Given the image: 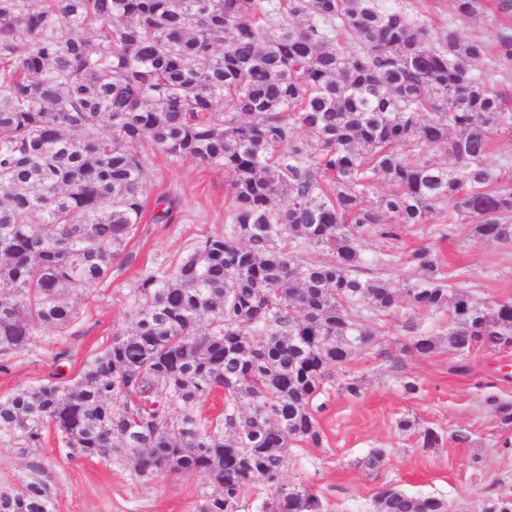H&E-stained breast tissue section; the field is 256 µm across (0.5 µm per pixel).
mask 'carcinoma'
<instances>
[{
	"label": "carcinoma",
	"mask_w": 512,
	"mask_h": 512,
	"mask_svg": "<svg viewBox=\"0 0 512 512\" xmlns=\"http://www.w3.org/2000/svg\"><path fill=\"white\" fill-rule=\"evenodd\" d=\"M452 5L493 27L512 10ZM511 64L512 32L491 48L402 0H0V370L36 326L70 325V293L111 276L141 224L149 153L221 171L226 190L224 233L145 270L128 327L78 375L0 397V437L30 454L52 428L69 456L118 453L143 481L204 474L196 512H237L262 484L275 488L263 512H321L310 489L280 483L288 448L322 445L313 401L378 345L380 317L406 298L451 314L458 356L512 348V301L447 287L429 248L409 255L418 277L400 291L361 271L366 240L396 241L445 208L512 243V150L488 162L512 138L494 80ZM381 180L391 190L376 199ZM219 388L222 415L199 417ZM27 471L0 489V512H52L44 467ZM376 507L451 512L393 488Z\"/></svg>",
	"instance_id": "obj_1"
}]
</instances>
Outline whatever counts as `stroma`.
Masks as SVG:
<instances>
[{"instance_id":"stroma-1","label":"stroma","mask_w":512,"mask_h":512,"mask_svg":"<svg viewBox=\"0 0 512 512\" xmlns=\"http://www.w3.org/2000/svg\"><path fill=\"white\" fill-rule=\"evenodd\" d=\"M403 3L433 27L453 26L462 38L490 43L496 38L495 29L482 21L458 17L451 0ZM153 164V194L171 198V221H156L154 207H147L127 246L134 261L113 260L111 276L78 296L75 319L67 329L36 327L32 344L14 354L9 371L0 372V396L47 378L63 348L72 353L65 374L77 375L113 330L125 326L128 294L145 268L175 261L203 236L223 233V173L161 155ZM420 247L436 255L447 286L484 303L512 301V244L477 237L471 225L450 224L440 215L431 224L409 227L398 242L382 241L366 250L363 273L403 288L413 272L406 258ZM387 252L399 253L396 265L379 263ZM449 321L448 313L418 311L406 302L384 317L379 354H356L337 371L333 386L318 396L324 442L289 448L283 483L313 490L322 512H374V498L389 487L415 496L438 495L452 512H480L487 496L512 494V447L503 445L512 439V426H503L494 411L495 402H512V348L478 349L463 359L443 344L427 356L406 349L412 335L445 334ZM353 379L361 382L356 396L343 389ZM411 379L420 385L418 394H406L401 387ZM404 417L416 420L420 429L441 430L442 443L420 447L417 431L397 429ZM460 431L468 441L456 440ZM377 449L384 462L372 470L365 461ZM32 457L46 468L53 512H195L202 492L210 488L209 479L199 473H162L143 481L134 477L126 460L69 457L51 430Z\"/></svg>"}]
</instances>
